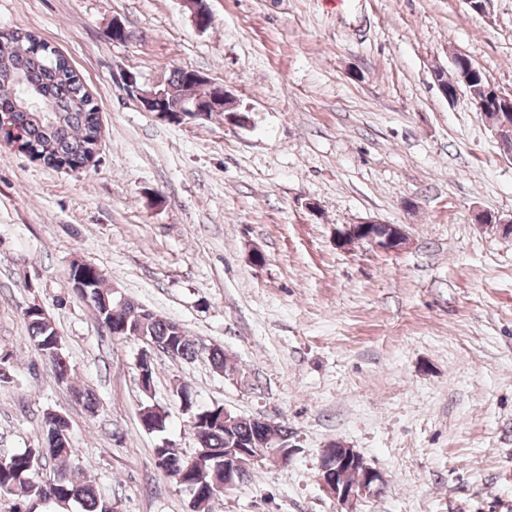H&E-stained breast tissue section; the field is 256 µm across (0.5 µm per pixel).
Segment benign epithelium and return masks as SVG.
I'll return each instance as SVG.
<instances>
[{
  "label": "benign epithelium",
  "instance_id": "benign-epithelium-1",
  "mask_svg": "<svg viewBox=\"0 0 512 512\" xmlns=\"http://www.w3.org/2000/svg\"><path fill=\"white\" fill-rule=\"evenodd\" d=\"M184 6L191 11L195 26L206 28L211 20L207 0H182ZM124 89L127 94L138 100L147 112H166L175 118L190 117L206 120L209 115L227 113V118L236 124L249 125L250 119L245 112L239 110L224 86L210 87V96L202 100H189L177 94L165 81H159L148 89H143L132 74L124 78ZM439 90L447 100L452 101L458 92L465 91L470 102L474 104L481 117L498 140L503 155L512 159V112H486L484 102L470 87L468 74L460 71L458 82L453 91L441 86ZM338 242L345 245L351 241H364L386 252H397L403 249L408 237L401 224H384L377 220H368L358 224H347L337 232ZM275 448L274 457L280 464L286 465L291 460L294 449L288 443V433L274 435L268 439ZM263 457L260 448H226L224 449V488L228 489L243 479L252 464ZM362 468L361 482L348 484L342 471L348 464ZM319 481L323 489L343 506H352L360 498L376 492L384 483V477L376 469L366 463L364 458L354 449L341 441L329 443L322 449L319 462Z\"/></svg>",
  "mask_w": 512,
  "mask_h": 512
}]
</instances>
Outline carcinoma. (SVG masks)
<instances>
[{
  "label": "carcinoma",
  "instance_id": "carcinoma-1",
  "mask_svg": "<svg viewBox=\"0 0 512 512\" xmlns=\"http://www.w3.org/2000/svg\"><path fill=\"white\" fill-rule=\"evenodd\" d=\"M454 70H470L472 87L488 105L496 100V88L485 74L464 56L454 57ZM178 93L196 86L185 69L175 71L168 79ZM9 113L8 124L19 130L32 152L48 166L66 165L76 169L87 161L98 128L93 119L97 106L86 93L69 62L48 51L29 31L0 39V112ZM70 282L79 296L88 300L96 319L118 339L145 336L159 343L174 346L177 359H193L200 354V344L190 338L181 324L159 317L130 300L117 307L121 294L104 287L102 272L92 265L71 267ZM29 339L41 358L51 366L62 384L69 381L70 368L62 338L53 319L39 304L24 311ZM182 405L201 419L191 423L190 430L197 447L209 450L203 465L192 464L177 448H156V466L192 490V509H205L216 491L224 488V449L234 443L249 446L265 441L276 429L245 421L232 430L218 422L214 408L194 409L191 388L182 384L176 392ZM46 445L28 448L0 457V496L12 500V512L26 508L38 512L46 503L75 502L82 512H113V502L99 496L92 483L80 473L64 465L75 452L68 420L55 413L44 415ZM56 463V473L43 478L47 461Z\"/></svg>",
  "mask_w": 512,
  "mask_h": 512
}]
</instances>
